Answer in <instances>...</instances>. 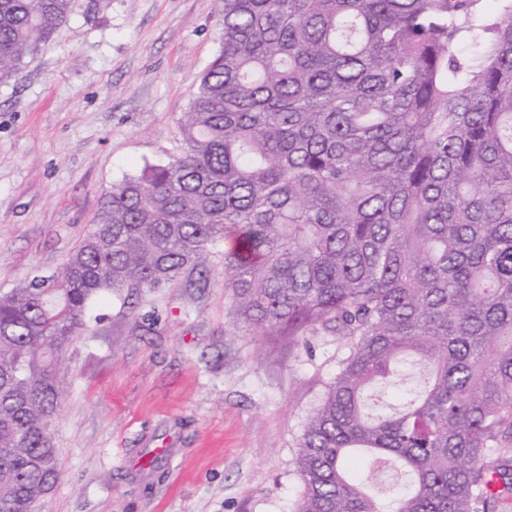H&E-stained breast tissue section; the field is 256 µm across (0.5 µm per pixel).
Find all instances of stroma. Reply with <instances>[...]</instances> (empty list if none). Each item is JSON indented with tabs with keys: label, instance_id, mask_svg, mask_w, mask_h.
<instances>
[{
	"label": "stroma",
	"instance_id": "1",
	"mask_svg": "<svg viewBox=\"0 0 512 512\" xmlns=\"http://www.w3.org/2000/svg\"><path fill=\"white\" fill-rule=\"evenodd\" d=\"M218 0H73L0 84V291L60 272L113 184L183 151L179 120L220 47ZM203 288L104 294L58 375L62 478L37 512H293L305 420L345 341L250 334L224 244Z\"/></svg>",
	"mask_w": 512,
	"mask_h": 512
}]
</instances>
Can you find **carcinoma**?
I'll use <instances>...</instances> for the list:
<instances>
[{"instance_id": "1", "label": "carcinoma", "mask_w": 512, "mask_h": 512, "mask_svg": "<svg viewBox=\"0 0 512 512\" xmlns=\"http://www.w3.org/2000/svg\"><path fill=\"white\" fill-rule=\"evenodd\" d=\"M478 2L221 0L181 156L113 185L60 273L0 292V512L61 479L48 426L90 303L204 283L220 239L253 334L345 339L294 512L512 498V0ZM71 7L0 0V84Z\"/></svg>"}]
</instances>
